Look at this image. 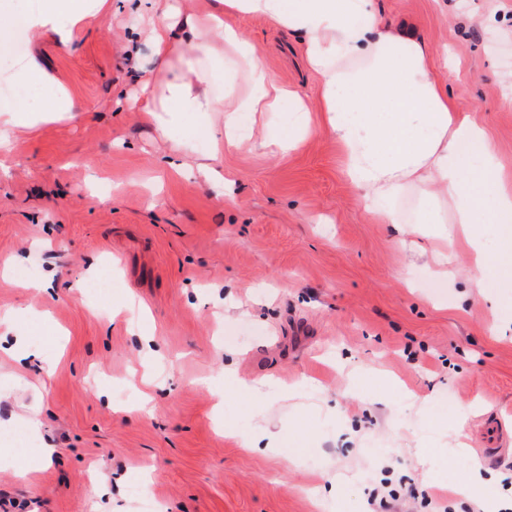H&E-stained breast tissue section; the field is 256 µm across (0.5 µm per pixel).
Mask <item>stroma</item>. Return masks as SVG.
Listing matches in <instances>:
<instances>
[{"instance_id": "stroma-1", "label": "stroma", "mask_w": 512, "mask_h": 512, "mask_svg": "<svg viewBox=\"0 0 512 512\" xmlns=\"http://www.w3.org/2000/svg\"><path fill=\"white\" fill-rule=\"evenodd\" d=\"M423 40L462 111L512 165V0H375ZM151 0H112L101 23L25 39L28 56L83 105L42 122L0 174V448L15 465L57 453L27 481L0 469L9 512H480L445 493L488 469L512 497V276L470 288L465 253L437 275L435 236L370 223L336 141L228 151V193L196 173L210 144L160 140L138 110L154 84ZM231 25L270 74L319 93L300 37L264 18ZM185 165L177 174L163 158ZM97 268L111 288L93 293ZM52 275L33 292L14 280ZM255 380L259 392L244 386ZM453 398V411L440 407ZM38 412L40 436L24 417ZM496 424V441L486 440ZM270 430L274 448L239 438ZM465 441L467 459L455 444ZM102 496L90 498V483Z\"/></svg>"}]
</instances>
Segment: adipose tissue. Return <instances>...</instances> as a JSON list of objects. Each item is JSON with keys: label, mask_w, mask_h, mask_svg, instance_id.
<instances>
[{"label": "adipose tissue", "mask_w": 512, "mask_h": 512, "mask_svg": "<svg viewBox=\"0 0 512 512\" xmlns=\"http://www.w3.org/2000/svg\"><path fill=\"white\" fill-rule=\"evenodd\" d=\"M110 0H0V55L8 52L13 21L23 18L31 37L58 36L68 43L74 29L107 18ZM149 34L160 72L142 110L158 137L184 142L187 124L211 141L196 165L213 184L214 164L225 150L295 149L312 132L319 113L343 160V171L365 201L371 223L459 225L472 253L470 281L483 287L487 260L479 224L505 228L499 264L512 273V167L499 156L484 127L460 110L435 74L427 49L406 29L386 24L373 0H216L213 12L182 13L179 0H153ZM251 14L299 32L305 60L319 81L311 101L277 81L263 53L226 17ZM191 34L172 39L175 24ZM17 82L42 89L47 102L35 107L0 101V153L39 121L73 119L71 93L37 58H28ZM288 109V125L263 124L242 132L245 116Z\"/></svg>", "instance_id": "ef3b65f1"}]
</instances>
